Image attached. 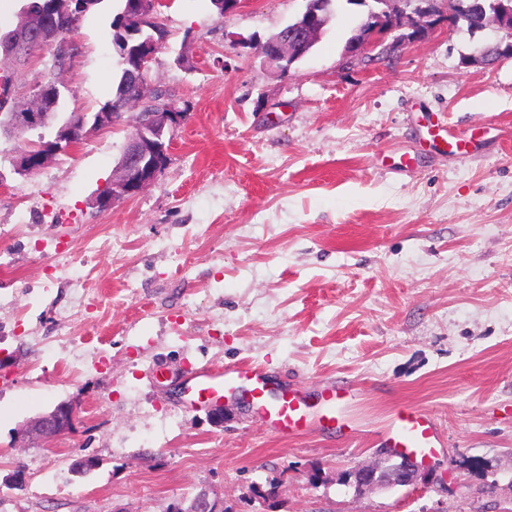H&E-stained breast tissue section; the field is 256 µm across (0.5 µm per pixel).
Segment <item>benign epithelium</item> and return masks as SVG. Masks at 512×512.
Listing matches in <instances>:
<instances>
[{
    "label": "benign epithelium",
    "mask_w": 512,
    "mask_h": 512,
    "mask_svg": "<svg viewBox=\"0 0 512 512\" xmlns=\"http://www.w3.org/2000/svg\"><path fill=\"white\" fill-rule=\"evenodd\" d=\"M426 6L416 10V18L411 20V33L407 41L420 39L424 31L435 27L442 18L452 19L451 10H442L450 6L451 0H424ZM163 0H130L128 11L134 16L147 21L156 18L159 5ZM319 25L315 14L309 15L302 25L290 34H282L267 41L261 48L263 62L270 68L285 72L291 67V60L303 47ZM396 27V21L390 11L383 10L377 24L366 25L360 37L347 46L346 53L351 56H364L383 41ZM65 17L53 12L41 14H23L19 26L14 32L15 47L35 46L40 50L60 47L65 41ZM117 52L132 61V74L135 80L146 77L150 64L155 59L157 42L148 37L136 45L122 44ZM62 82L54 77L36 83L29 98V106L15 107L11 112L9 125L21 132L44 128L55 118L54 108L61 97ZM140 107L137 112L134 132L129 137L123 154L103 188L92 200L95 208L103 211L122 199L130 198L151 185L165 166L172 142L173 132L182 121L184 112L177 103L168 97L150 98L144 94L131 100L127 106ZM122 117V113L107 109L103 112L75 115V121L62 124L54 140L30 142L23 149L16 162L20 173H33L40 170L56 152L66 149L84 139L88 133L110 127ZM78 419V404L67 401L57 404L54 409L37 418L30 427V432L43 439H53L74 430ZM388 466L401 467L402 475L397 481L412 484L419 468L410 465L407 460L387 459ZM193 512H218V504L205 491L199 492L193 502Z\"/></svg>",
    "instance_id": "7a95c632"
}]
</instances>
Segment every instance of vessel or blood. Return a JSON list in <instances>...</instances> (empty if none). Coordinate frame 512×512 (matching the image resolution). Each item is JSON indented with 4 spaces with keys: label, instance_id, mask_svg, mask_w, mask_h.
Instances as JSON below:
<instances>
[{
    "label": "vessel or blood",
    "instance_id": "b4317fda",
    "mask_svg": "<svg viewBox=\"0 0 512 512\" xmlns=\"http://www.w3.org/2000/svg\"><path fill=\"white\" fill-rule=\"evenodd\" d=\"M242 380L251 381L253 400L263 420L271 428L288 434L339 422L338 408L351 395L347 386L324 385L322 411L313 416L307 411L305 397L293 385L282 383L278 395L272 397L268 394L269 381L258 368L233 365L218 372L206 368L192 370L187 380L190 401L197 405L218 403ZM388 432L394 446L415 456L433 454L441 445L432 420L417 411L397 412L388 425Z\"/></svg>",
    "mask_w": 512,
    "mask_h": 512
}]
</instances>
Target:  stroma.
I'll return each mask as SVG.
<instances>
[{"label": "stroma", "mask_w": 512, "mask_h": 512, "mask_svg": "<svg viewBox=\"0 0 512 512\" xmlns=\"http://www.w3.org/2000/svg\"><path fill=\"white\" fill-rule=\"evenodd\" d=\"M304 6L166 0L147 78L187 113L156 180L108 210L89 200L135 112L26 175L40 134L0 132V512H169L202 490L228 512H512V57L470 62L506 35L443 22L348 59L351 6L268 68L262 44ZM117 10L75 33L61 116L111 97ZM228 364L315 411L346 380L348 419L283 436L234 398L220 419L188 408L186 374ZM64 401L74 432L28 434ZM401 409L441 448L412 484L356 491Z\"/></svg>", "instance_id": "obj_1"}]
</instances>
